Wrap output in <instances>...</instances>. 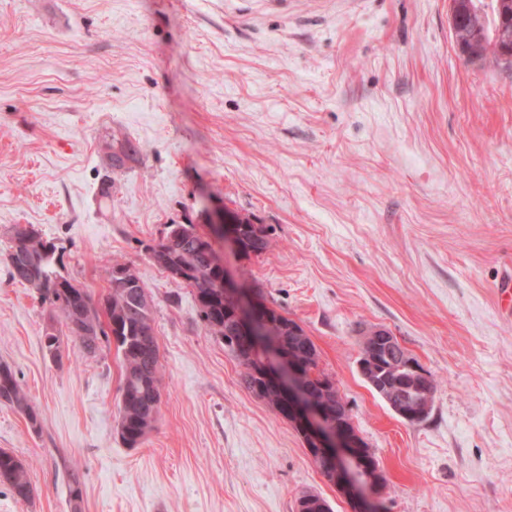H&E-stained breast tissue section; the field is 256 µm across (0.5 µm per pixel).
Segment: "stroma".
<instances>
[{
    "mask_svg": "<svg viewBox=\"0 0 512 512\" xmlns=\"http://www.w3.org/2000/svg\"><path fill=\"white\" fill-rule=\"evenodd\" d=\"M136 162L100 195L105 134ZM224 207L263 225L238 280L314 342L386 478L389 512H512V68L466 62L448 0H0V249L33 226L102 300L128 262L155 303L165 380L139 447L117 431L115 352L43 336L56 314L0 261V364L38 427L0 405L29 468L0 512H352L287 420L242 384L189 287L153 264L168 225ZM381 328L438 384L412 425L363 381ZM80 465L72 504L67 466Z\"/></svg>",
    "mask_w": 512,
    "mask_h": 512,
    "instance_id": "stroma-1",
    "label": "stroma"
}]
</instances>
